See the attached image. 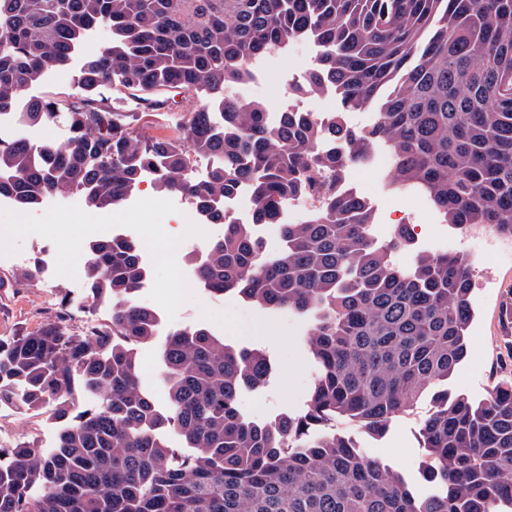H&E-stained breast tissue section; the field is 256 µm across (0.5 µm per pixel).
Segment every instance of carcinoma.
<instances>
[{
    "label": "carcinoma",
    "mask_w": 512,
    "mask_h": 512,
    "mask_svg": "<svg viewBox=\"0 0 512 512\" xmlns=\"http://www.w3.org/2000/svg\"><path fill=\"white\" fill-rule=\"evenodd\" d=\"M96 26L112 41L84 61L77 101L35 99L23 113L35 125L63 107L71 135L38 152L0 140V196L22 211L70 193L114 208L150 172L160 192L191 197L224 225L203 256L190 257L197 279L306 317L311 397L300 415L244 416L239 395L266 382L268 356L196 326L170 333L161 349L168 406L157 409L141 390L137 347L153 341L159 319L135 302L146 277L137 244L92 240L85 276L110 324L86 336L54 322L0 337V402L32 411L55 402L59 428L52 448H0L11 458L0 468V512H512V379L479 402L433 393L420 428L423 491L330 428L342 418L380 436L448 383L467 354L469 258L429 252L396 265L408 227L376 242L373 212L334 188L304 220L280 218L285 199L311 195L324 174L343 180L382 144L392 188L425 191L457 229L492 224L512 237V0H0V112L68 65ZM297 40L320 53L293 92L336 91L327 127L306 112H284L271 126L261 102L226 94L248 81L255 56ZM108 83L143 98L187 93V136L144 140L132 131L134 113L97 111ZM365 110L371 125L343 122ZM214 111L220 134L208 125ZM329 138L343 142L342 155L320 152ZM192 154L216 160L203 181L184 173ZM242 188L247 222L224 211ZM265 224L278 226L274 253L258 241ZM41 274L36 264L0 275V288ZM77 387L81 405L71 401ZM165 429L191 453L175 459Z\"/></svg>",
    "instance_id": "cac0c4a2"
}]
</instances>
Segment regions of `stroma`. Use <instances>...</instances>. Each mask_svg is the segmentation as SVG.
Listing matches in <instances>:
<instances>
[{"label": "stroma", "instance_id": "stroma-1", "mask_svg": "<svg viewBox=\"0 0 512 512\" xmlns=\"http://www.w3.org/2000/svg\"><path fill=\"white\" fill-rule=\"evenodd\" d=\"M289 51V56L273 58L270 70L251 90L252 99L263 102L271 111L285 97L280 73L287 68L289 61L308 65L313 62L309 41H297L290 45ZM388 168V163L381 161L368 168L353 167L347 171L346 179L356 185L360 196L376 205L374 233L379 239H389L400 223H407L410 228L413 243L394 253L396 264H411L421 251L448 250L466 254L470 258L474 285V316L468 331L470 349L466 359L449 378L448 393L452 396L463 394L474 401L482 400L496 382L512 378V335L502 333L498 317L504 301H512V259L493 256L480 245L467 242L464 231L451 225L443 224L437 228L430 225L428 215L416 208L411 194L385 189L384 177ZM223 232V225H203L201 234L187 236L185 250L177 253L176 262L183 270L195 298L179 309L176 319L161 316L155 340L140 348L138 356L142 367V387L158 407H165L167 387L163 381L159 349L169 332L202 326L225 345L238 349H259L269 357L271 373L265 384L255 390L243 391L240 396L239 406L248 417L256 421H270L282 414H301L308 404L315 372L303 343L305 320L285 310L265 311L238 297L210 292L197 280L187 260L188 255L201 254ZM60 306L71 311L72 318L67 327L77 336L85 335L88 327L103 326L110 321L108 307L92 302L89 297L84 275H77L73 279H54L44 273L31 284L0 288V337L33 332L54 322L55 310ZM229 306L260 319L283 322L293 328L294 349L303 363L300 389L293 401H285L280 393L284 376L283 357L272 340L235 336L201 315L205 308L220 311ZM431 405V399H423L412 412L395 418L388 432L378 439L344 421L337 422L336 429L355 437L368 456L400 469L410 483L418 486L422 483L420 471L426 459L419 429ZM54 412L51 406L37 412L16 409L12 417L15 439L40 448L53 447Z\"/></svg>", "mask_w": 512, "mask_h": 512}]
</instances>
